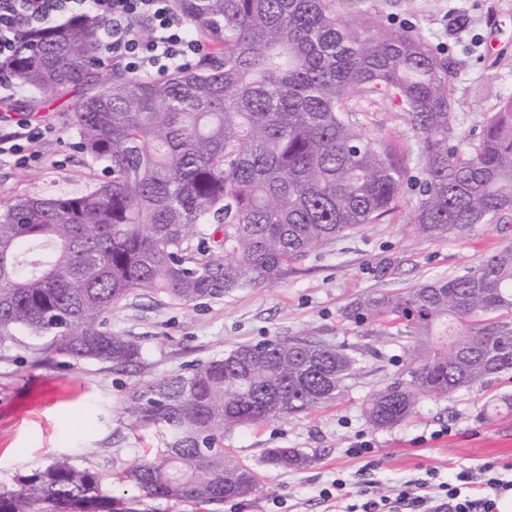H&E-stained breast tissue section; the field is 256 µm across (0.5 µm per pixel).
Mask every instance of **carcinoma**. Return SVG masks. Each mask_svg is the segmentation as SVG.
<instances>
[{"mask_svg":"<svg viewBox=\"0 0 512 512\" xmlns=\"http://www.w3.org/2000/svg\"><path fill=\"white\" fill-rule=\"evenodd\" d=\"M348 0H174L211 52L151 80L97 56L103 22L83 15L26 33L5 62L40 108L72 90L79 150L108 179L79 191L0 202V342L51 340L43 354L132 373L142 346L110 327L112 309L151 293L184 306L276 286L313 247L391 216L406 168L383 138L350 120L395 104L423 134L413 223L424 238L469 234L512 210V96L484 121L469 155L448 147L455 121L448 62L416 28L393 30ZM222 233L206 245V225ZM349 321L417 336L410 380L371 393L376 429L408 419L421 396L448 395L512 370V246L465 274L367 295ZM351 353L272 338L133 389L122 414L163 446L124 472L146 498L222 504L258 473L224 451V432L297 416L339 397ZM266 461L301 469L296 448ZM0 512H117L103 477L58 458L0 490Z\"/></svg>","mask_w":512,"mask_h":512,"instance_id":"1","label":"carcinoma"}]
</instances>
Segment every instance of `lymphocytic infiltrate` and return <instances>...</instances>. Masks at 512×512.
<instances>
[{"label":"lymphocytic infiltrate","mask_w":512,"mask_h":512,"mask_svg":"<svg viewBox=\"0 0 512 512\" xmlns=\"http://www.w3.org/2000/svg\"><path fill=\"white\" fill-rule=\"evenodd\" d=\"M79 11L107 23L101 56L138 77L188 68L192 59L207 53L206 45L189 38L171 0H0V64L13 56L22 33ZM43 135L42 129L23 122L13 130L0 128V156H14L18 166H26L37 158L30 144ZM332 487L336 512H497L496 501L512 490V481L498 478L490 464L477 475L458 473L452 484L434 487L423 478L409 480L390 496L363 488L356 503L344 479L334 480Z\"/></svg>","instance_id":"1"}]
</instances>
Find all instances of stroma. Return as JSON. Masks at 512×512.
I'll return each instance as SVG.
<instances>
[{
    "instance_id": "obj_1",
    "label": "stroma",
    "mask_w": 512,
    "mask_h": 512,
    "mask_svg": "<svg viewBox=\"0 0 512 512\" xmlns=\"http://www.w3.org/2000/svg\"><path fill=\"white\" fill-rule=\"evenodd\" d=\"M362 4L393 28L417 27L448 59L455 101L448 142L468 152L488 113L512 95V0ZM74 102L69 93L32 110L21 97L0 98V114L49 128L34 146L38 161L22 168L10 158L0 159V200L78 191L105 178L103 163L92 162L76 147ZM353 119L390 140L412 173H420L422 135L392 108L374 106ZM416 200L414 192H405L386 222L364 225L310 250L276 288H242L189 307L155 296L129 298L113 310L112 329L138 337L144 362L136 372L55 354L39 364L40 340L18 333L1 341L0 486H13L17 476L61 456L104 475L137 464L160 447L161 437L155 429L133 428L122 419V402L135 386L241 343L274 337L345 350L360 359L361 369L329 406L225 432L226 451L258 471L255 492L209 505L137 499L119 482L106 484V491L135 512H332L333 502L321 492L339 477L351 491L369 480L375 492L387 495L429 470L436 481L451 483L464 470L512 464V411L487 409L497 399L512 397V372L446 396H423L410 418L389 429H372L364 418L368 396L413 368L405 351L413 339L375 324L356 326L347 321L346 308L369 294L463 273L512 245V211L461 239H424L410 222ZM363 441L372 453L351 455V446ZM268 448H297L310 462L287 471L265 461Z\"/></svg>"
}]
</instances>
